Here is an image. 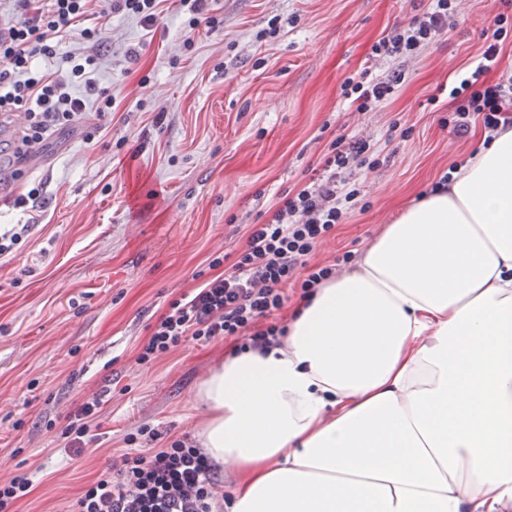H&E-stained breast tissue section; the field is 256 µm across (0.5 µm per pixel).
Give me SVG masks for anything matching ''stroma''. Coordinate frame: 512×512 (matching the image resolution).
Listing matches in <instances>:
<instances>
[{"label": "stroma", "instance_id": "1", "mask_svg": "<svg viewBox=\"0 0 512 512\" xmlns=\"http://www.w3.org/2000/svg\"><path fill=\"white\" fill-rule=\"evenodd\" d=\"M501 7L466 0L456 30L409 62L373 112L355 111L340 85L385 29L407 22L406 0H218L220 26L189 47L177 0H164L149 30L121 12L103 18L113 49L87 73L114 97L111 111L89 98L82 125L41 144L44 164L23 165L12 200L0 201V225L27 227L0 265V479L33 480L17 512H67L140 424L195 436L208 416L199 385L228 346L189 341L148 366L138 347L279 192L305 185L338 135L374 136L373 164L358 176L366 210L310 257L343 273L477 148L481 124L457 137L448 103L429 99L477 58ZM276 15L286 20L279 35L257 41ZM129 47L137 62L125 59ZM38 185V208L15 205ZM105 389L91 440L67 449L68 414Z\"/></svg>", "mask_w": 512, "mask_h": 512}]
</instances>
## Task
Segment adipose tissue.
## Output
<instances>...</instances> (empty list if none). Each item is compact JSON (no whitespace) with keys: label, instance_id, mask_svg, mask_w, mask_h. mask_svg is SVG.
I'll return each instance as SVG.
<instances>
[{"label":"adipose tissue","instance_id":"ef3b65f1","mask_svg":"<svg viewBox=\"0 0 512 512\" xmlns=\"http://www.w3.org/2000/svg\"><path fill=\"white\" fill-rule=\"evenodd\" d=\"M230 512H502L512 503V129L399 212L280 345L202 382Z\"/></svg>","mask_w":512,"mask_h":512}]
</instances>
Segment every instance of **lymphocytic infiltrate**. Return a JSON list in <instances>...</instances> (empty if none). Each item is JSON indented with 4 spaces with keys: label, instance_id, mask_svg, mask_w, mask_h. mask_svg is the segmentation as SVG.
Returning a JSON list of instances; mask_svg holds the SVG:
<instances>
[{
    "label": "lymphocytic infiltrate",
    "instance_id": "lymphocytic-infiltrate-1",
    "mask_svg": "<svg viewBox=\"0 0 512 512\" xmlns=\"http://www.w3.org/2000/svg\"><path fill=\"white\" fill-rule=\"evenodd\" d=\"M14 10L0 16V113L24 112L22 146L45 142L85 117L86 103L68 81L39 71L37 58L53 57L55 40L75 31L88 52L75 59L71 75L83 78L94 91L85 69L106 41L101 29L76 24L102 0H13ZM406 23L384 31L367 56L368 67L345 78L340 89L355 111L371 112L388 100L405 79L404 65L423 54L439 37L452 31L463 0H428ZM512 35V18L494 16L484 30L485 48L477 66L460 76L448 92L455 115L453 131L466 136L472 120L487 135L512 128V69L501 70L500 50ZM371 149L370 137L341 135L323 155L317 176L298 190L279 193L272 213L252 225L244 243L233 252L232 264L171 303L141 344L136 361L150 365L189 340L231 341L235 349L262 350L278 344L285 327L274 321L287 300L290 284L309 295L335 276V265L308 266L307 259L355 208L361 195L356 179ZM132 449L109 466L76 498L71 512H224V480L220 467L205 449L188 438L162 440L144 424L127 436ZM149 451H142V444Z\"/></svg>",
    "mask_w": 512,
    "mask_h": 512
}]
</instances>
